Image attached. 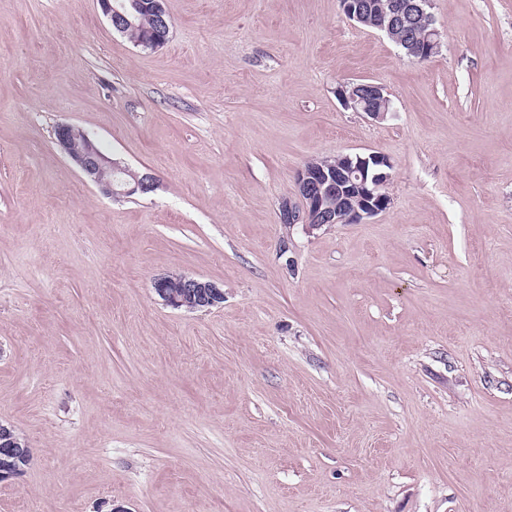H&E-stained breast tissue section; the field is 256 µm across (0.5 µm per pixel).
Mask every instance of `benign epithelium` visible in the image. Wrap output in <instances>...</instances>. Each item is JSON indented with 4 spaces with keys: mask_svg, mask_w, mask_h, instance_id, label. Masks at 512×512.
<instances>
[{
    "mask_svg": "<svg viewBox=\"0 0 512 512\" xmlns=\"http://www.w3.org/2000/svg\"><path fill=\"white\" fill-rule=\"evenodd\" d=\"M103 15L120 33L135 27L130 13L115 0H97ZM350 19L360 25L372 20L364 0H343ZM152 11L158 20L155 33L136 42L144 48L163 46L171 24L165 19L163 0H152ZM344 105L363 112L374 120L389 114L388 98L377 84L348 82L340 87ZM56 145L80 169L84 177L109 197H130L154 191L153 180L146 175L130 174L129 168L103 154L82 128L60 124L54 130ZM390 159L382 153L367 156L344 155L343 163L329 168L311 159L295 175L297 201L281 206L280 222L307 224H359L385 211L390 197L382 192L390 179ZM156 295L167 305L188 311H207L224 302V291L215 284L195 277L166 276L153 282ZM27 463L25 443L4 425H0V483L17 477Z\"/></svg>",
    "mask_w": 512,
    "mask_h": 512,
    "instance_id": "7a95c632",
    "label": "benign epithelium"
}]
</instances>
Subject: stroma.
Returning <instances> with one entry per match:
<instances>
[{
	"label": "stroma",
	"instance_id": "stroma-1",
	"mask_svg": "<svg viewBox=\"0 0 512 512\" xmlns=\"http://www.w3.org/2000/svg\"><path fill=\"white\" fill-rule=\"evenodd\" d=\"M0 0V512H512V0H433L409 60L340 0ZM379 84L382 121L347 109ZM83 128L155 190L83 181ZM380 152L389 208L279 221L307 160ZM212 281L206 312L154 279ZM117 1V3L123 2L126 6H129L131 2L129 0ZM151 1L152 11L159 22L155 33L151 37L145 39L143 37L147 35L149 29H155V20L149 13L141 11L136 24L137 29H130L136 25L130 18V13L124 4H117L114 0H97L103 15L108 19L113 29L120 33H125L127 32V29H130L125 36L131 42H134L133 40L138 38H142V40L136 42L137 46L141 45L143 48L156 49L166 43L170 33L171 24H169L164 17L166 12L164 10L163 0ZM369 90L370 95L375 98L382 107H376L370 104L372 98L370 95L364 94L360 89ZM342 93L338 94L344 105L356 112H363L374 120H383L389 112L390 101L388 97H382V88L377 84H368L365 82H348L343 84L340 89ZM11 432L6 426L0 425V483L16 478L27 463L25 443Z\"/></svg>",
	"mask_w": 512,
	"mask_h": 512
}]
</instances>
